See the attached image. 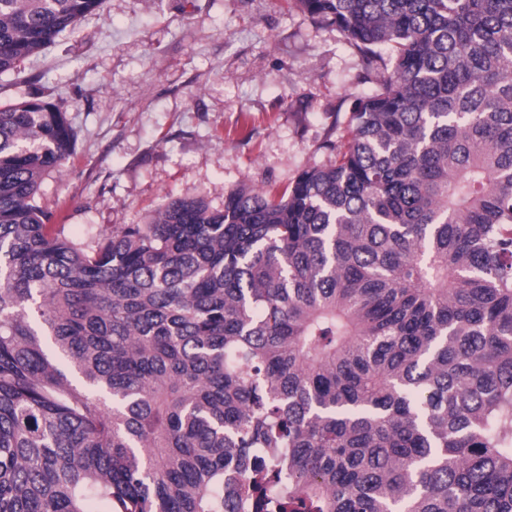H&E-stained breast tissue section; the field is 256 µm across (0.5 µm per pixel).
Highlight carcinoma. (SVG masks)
<instances>
[{
	"label": "carcinoma",
	"instance_id": "1",
	"mask_svg": "<svg viewBox=\"0 0 512 512\" xmlns=\"http://www.w3.org/2000/svg\"><path fill=\"white\" fill-rule=\"evenodd\" d=\"M102 2L0 0V74ZM285 2L393 66L281 190L83 245L0 106V512H512V0Z\"/></svg>",
	"mask_w": 512,
	"mask_h": 512
}]
</instances>
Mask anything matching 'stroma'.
<instances>
[{
    "instance_id": "stroma-1",
    "label": "stroma",
    "mask_w": 512,
    "mask_h": 512,
    "mask_svg": "<svg viewBox=\"0 0 512 512\" xmlns=\"http://www.w3.org/2000/svg\"><path fill=\"white\" fill-rule=\"evenodd\" d=\"M375 88L335 25L284 0H104L21 70L0 104L40 95L75 152L38 203L93 243L174 198L224 206L330 165L358 98Z\"/></svg>"
}]
</instances>
